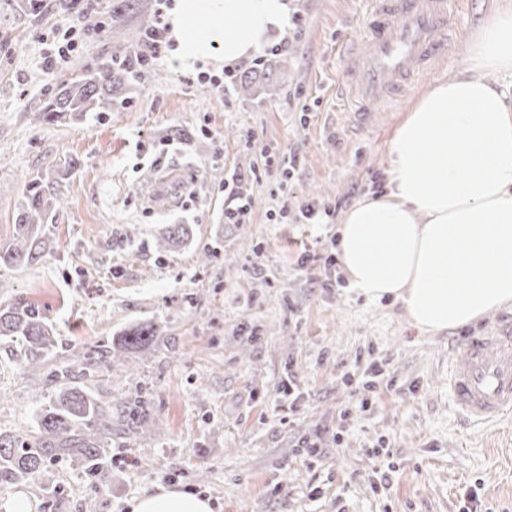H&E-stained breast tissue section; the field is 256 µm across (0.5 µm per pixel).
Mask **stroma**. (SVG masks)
I'll list each match as a JSON object with an SVG mask.
<instances>
[{"label": "stroma", "instance_id": "1", "mask_svg": "<svg viewBox=\"0 0 512 512\" xmlns=\"http://www.w3.org/2000/svg\"><path fill=\"white\" fill-rule=\"evenodd\" d=\"M280 40L264 64L263 101L221 93L195 70L152 66L117 112L47 121L55 83L97 67L116 45L136 46L153 0H103L94 16L112 39L81 27V0H0V248L12 244L20 203L37 175L64 199L46 226L47 250L0 268V303L32 305L53 327L54 350L31 381L18 344L0 341V435H36L60 385L92 391L112 410L101 432L112 488L66 459L16 487L31 512H125L128 500L176 486L209 497L213 512H512V414L486 429L463 421L448 398L453 346L494 323L490 313L432 334L399 301L369 303L337 285L336 227L360 200L385 195L388 144L420 96L468 73L467 45L482 17L512 0H461L456 44L402 105L376 110L358 128L338 100V46L363 31L370 0H289ZM77 28L63 51L64 28ZM53 63H46L49 53ZM295 157L291 178L266 165ZM237 176L250 201L243 224L224 221V183ZM335 206L329 224H276L280 206ZM189 236L162 252L166 227ZM315 261L303 264V252ZM210 260H203V253ZM160 328L150 351L106 362L130 326ZM384 379L361 408L363 373ZM139 396L144 433L127 428L125 396ZM320 450L304 458L302 440ZM390 450L388 488L373 485L371 453Z\"/></svg>", "mask_w": 512, "mask_h": 512}]
</instances>
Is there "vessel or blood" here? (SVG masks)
Returning a JSON list of instances; mask_svg holds the SVG:
<instances>
[{
    "instance_id": "vessel-or-blood-1",
    "label": "vessel or blood",
    "mask_w": 512,
    "mask_h": 512,
    "mask_svg": "<svg viewBox=\"0 0 512 512\" xmlns=\"http://www.w3.org/2000/svg\"><path fill=\"white\" fill-rule=\"evenodd\" d=\"M457 0H373L360 40L342 52V103L368 116L402 100L419 73L434 68L450 44ZM448 393L461 417L492 423L512 413V322L502 321L459 345Z\"/></svg>"
}]
</instances>
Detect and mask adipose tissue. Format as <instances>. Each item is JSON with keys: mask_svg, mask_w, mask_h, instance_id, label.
<instances>
[{"mask_svg": "<svg viewBox=\"0 0 512 512\" xmlns=\"http://www.w3.org/2000/svg\"><path fill=\"white\" fill-rule=\"evenodd\" d=\"M289 16L288 0H174L179 68L247 58ZM471 75L423 94L389 145L387 193L352 207L337 230L351 293L401 300L426 332L512 304V8L488 14L468 43ZM128 512H212L175 487L132 498Z\"/></svg>", "mask_w": 512, "mask_h": 512, "instance_id": "obj_1", "label": "adipose tissue"}]
</instances>
